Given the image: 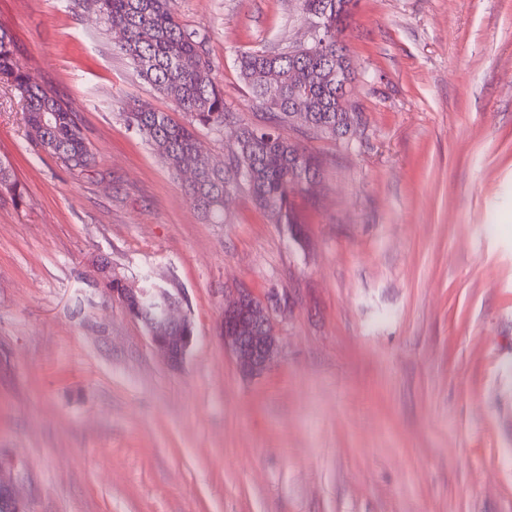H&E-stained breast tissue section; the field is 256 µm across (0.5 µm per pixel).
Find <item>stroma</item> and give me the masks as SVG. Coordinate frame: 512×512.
Returning <instances> with one entry per match:
<instances>
[{"label":"stroma","mask_w":512,"mask_h":512,"mask_svg":"<svg viewBox=\"0 0 512 512\" xmlns=\"http://www.w3.org/2000/svg\"><path fill=\"white\" fill-rule=\"evenodd\" d=\"M205 31L233 122L259 125L243 50L303 40L299 0H176ZM17 61L95 161L32 142L0 83V458L29 512H512V0H354L350 141L285 127L322 161L303 237L246 189L209 224L123 112L184 121L93 9L0 0ZM176 282L196 342L163 362L98 272ZM285 301L277 360L243 377L224 297Z\"/></svg>","instance_id":"stroma-1"}]
</instances>
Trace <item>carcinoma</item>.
<instances>
[{
	"mask_svg": "<svg viewBox=\"0 0 512 512\" xmlns=\"http://www.w3.org/2000/svg\"><path fill=\"white\" fill-rule=\"evenodd\" d=\"M96 9L112 31L123 33L119 49L137 75L172 99L187 117L174 121L143 103L127 105V125L144 138L176 175L192 170L184 191L208 224L224 223V199L243 186L256 204L280 224H296L294 196L319 175V161L281 130L297 121L317 133L343 138L350 133L353 109L336 85V66L354 74L348 56L336 61V39L343 37L352 0H300L306 20L323 24L327 49L313 58L281 51L242 52L238 67L256 106L266 112V125L241 126L237 149L224 166L199 151V127L221 130L229 121L224 92L208 49L207 33L188 28L177 16L174 0H70ZM13 36L0 28V82L13 87L24 102L29 135L71 167L94 162L76 115L36 78L17 64Z\"/></svg>",
	"mask_w": 512,
	"mask_h": 512,
	"instance_id": "cac0c4a2",
	"label": "carcinoma"
}]
</instances>
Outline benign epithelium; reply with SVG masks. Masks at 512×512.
Here are the masks:
<instances>
[{"label": "benign epithelium", "instance_id": "7a95c632", "mask_svg": "<svg viewBox=\"0 0 512 512\" xmlns=\"http://www.w3.org/2000/svg\"><path fill=\"white\" fill-rule=\"evenodd\" d=\"M112 298L145 326L152 345L167 364L180 367L195 343L191 318L179 288H111ZM274 297H256L239 289L224 297L221 333L224 348L233 355L244 376L262 374L278 357L280 340L272 321ZM0 507L4 512H28L12 486L0 480Z\"/></svg>", "mask_w": 512, "mask_h": 512}]
</instances>
